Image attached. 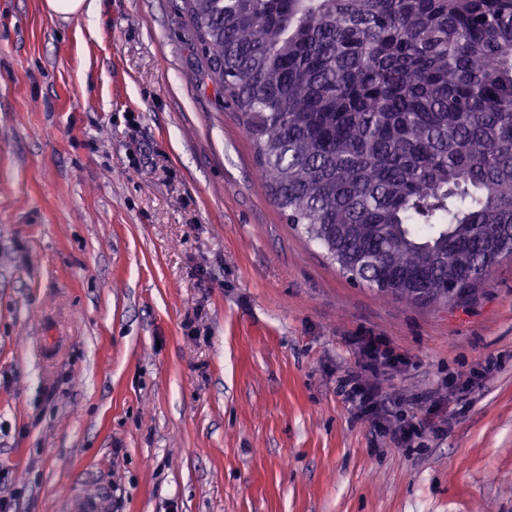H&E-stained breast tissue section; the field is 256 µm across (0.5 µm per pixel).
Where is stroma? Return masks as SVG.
<instances>
[{
	"instance_id": "stroma-1",
	"label": "stroma",
	"mask_w": 512,
	"mask_h": 512,
	"mask_svg": "<svg viewBox=\"0 0 512 512\" xmlns=\"http://www.w3.org/2000/svg\"><path fill=\"white\" fill-rule=\"evenodd\" d=\"M204 67L184 0H0V497L512 512V257L453 306L353 283L287 223ZM358 336L397 360L382 416L338 391ZM399 409L419 446L393 448ZM89 0H46L47 9L57 15L69 16L85 12L90 14L93 11V2Z\"/></svg>"
}]
</instances>
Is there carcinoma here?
<instances>
[{"mask_svg":"<svg viewBox=\"0 0 512 512\" xmlns=\"http://www.w3.org/2000/svg\"><path fill=\"white\" fill-rule=\"evenodd\" d=\"M288 223L377 294L512 255V0H185Z\"/></svg>","mask_w":512,"mask_h":512,"instance_id":"cac0c4a2","label":"carcinoma"}]
</instances>
